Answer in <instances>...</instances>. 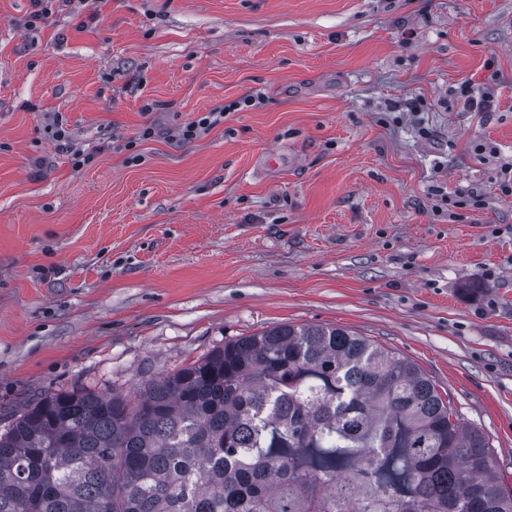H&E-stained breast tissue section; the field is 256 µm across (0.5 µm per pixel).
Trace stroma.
<instances>
[{
  "label": "stroma",
  "mask_w": 512,
  "mask_h": 512,
  "mask_svg": "<svg viewBox=\"0 0 512 512\" xmlns=\"http://www.w3.org/2000/svg\"><path fill=\"white\" fill-rule=\"evenodd\" d=\"M31 12L0 0V430L51 392L336 326L448 390L512 491V0ZM224 120L223 113L220 112H205L188 123H185L178 129V138L181 141H192L201 135L208 133L216 125Z\"/></svg>",
  "instance_id": "35a3bbf8"
}]
</instances>
